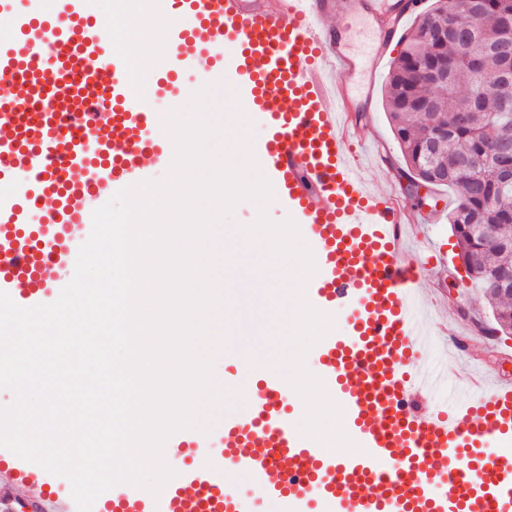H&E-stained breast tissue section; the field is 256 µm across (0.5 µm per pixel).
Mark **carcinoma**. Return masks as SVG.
<instances>
[{
    "label": "carcinoma",
    "mask_w": 512,
    "mask_h": 512,
    "mask_svg": "<svg viewBox=\"0 0 512 512\" xmlns=\"http://www.w3.org/2000/svg\"><path fill=\"white\" fill-rule=\"evenodd\" d=\"M484 4L483 12L475 13L470 0H433L425 13L430 25L420 21L404 38L405 47L388 73L384 104L409 182L453 191L448 224L460 257L492 303L499 330L507 333L512 332V297L499 295L493 277L502 267L512 266V183L500 181L495 171L500 154H512V135L498 119L500 96L484 93L469 65L458 64L464 55L480 61L487 71L499 65L498 55L488 48L499 42L496 18L512 13V0ZM424 60L448 64L455 92L421 78L418 67ZM473 98L482 111L465 116L455 111ZM428 102L450 110L448 138L433 149Z\"/></svg>",
    "instance_id": "obj_1"
}]
</instances>
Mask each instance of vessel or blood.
Wrapping results in <instances>:
<instances>
[{
  "mask_svg": "<svg viewBox=\"0 0 512 512\" xmlns=\"http://www.w3.org/2000/svg\"><path fill=\"white\" fill-rule=\"evenodd\" d=\"M94 0H66L67 21L44 18L39 0H0V72L19 76L0 98V291L22 307L60 293L64 225L90 235L85 188L98 204L146 180L140 160H166L154 98L135 93L121 53H108ZM406 0H173L168 73L198 70L203 82L234 72L269 127L254 151L276 196L294 212L318 267L309 301L342 324L310 359L344 409L359 444L347 455L301 437L285 408L283 380L266 373L248 409L224 416L219 434L183 430L193 445L159 497L112 489L115 512H255L224 491L245 479L279 512H512V384L459 380L425 358L434 342L420 284L437 263L407 250L411 212L396 188L372 186L362 151L348 145L359 120L349 79H376V59L396 39ZM359 10L378 35L371 60L350 55L335 18ZM112 121L99 128V99ZM53 196L55 209L32 206ZM15 487L60 489L66 478L0 448Z\"/></svg>",
  "mask_w": 512,
  "mask_h": 512,
  "instance_id": "obj_1",
  "label": "vessel or blood"
}]
</instances>
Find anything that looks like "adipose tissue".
I'll list each match as a JSON object with an SVG mask.
<instances>
[{
  "label": "adipose tissue",
  "mask_w": 512,
  "mask_h": 512,
  "mask_svg": "<svg viewBox=\"0 0 512 512\" xmlns=\"http://www.w3.org/2000/svg\"><path fill=\"white\" fill-rule=\"evenodd\" d=\"M113 33L124 53V63L131 77H138L144 70H159L168 61L169 46L164 32L170 17L162 0H123L122 9L109 13Z\"/></svg>",
  "instance_id": "ef3b65f1"
}]
</instances>
